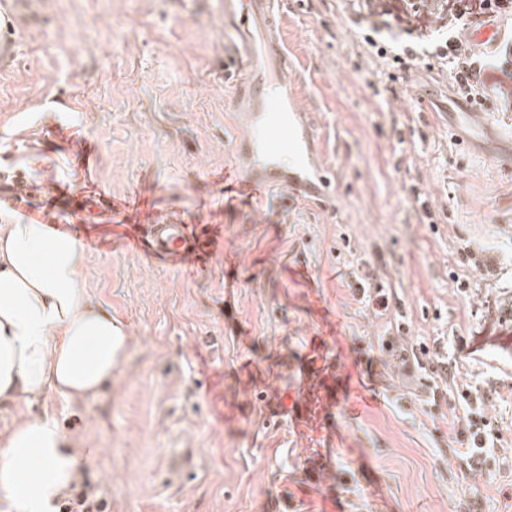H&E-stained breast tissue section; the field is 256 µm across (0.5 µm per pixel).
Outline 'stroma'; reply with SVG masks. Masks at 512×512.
I'll use <instances>...</instances> for the list:
<instances>
[{"instance_id": "35a3bbf8", "label": "stroma", "mask_w": 512, "mask_h": 512, "mask_svg": "<svg viewBox=\"0 0 512 512\" xmlns=\"http://www.w3.org/2000/svg\"><path fill=\"white\" fill-rule=\"evenodd\" d=\"M13 2L0 0V38L20 42L0 69V193L22 170L33 206L55 201L71 233L86 183L154 195L224 243L199 267L160 264L87 205L111 245L85 247L82 277L128 358L95 399L0 407V436L55 419L89 454L77 482L106 512H512V345L467 357L485 301L512 325V173L477 151L483 130L437 62L372 55L348 0H282L336 201L277 190L251 205L213 181L237 170L241 130L224 0H28L18 16ZM327 379L379 396L334 406L333 437L300 408ZM452 381L485 395L503 449L489 470L458 455ZM283 395L292 413H276ZM174 448L195 467L172 482Z\"/></svg>"}]
</instances>
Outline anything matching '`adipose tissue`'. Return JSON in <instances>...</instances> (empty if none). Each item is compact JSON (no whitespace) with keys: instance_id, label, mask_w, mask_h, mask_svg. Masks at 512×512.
<instances>
[{"instance_id":"ef3b65f1","label":"adipose tissue","mask_w":512,"mask_h":512,"mask_svg":"<svg viewBox=\"0 0 512 512\" xmlns=\"http://www.w3.org/2000/svg\"><path fill=\"white\" fill-rule=\"evenodd\" d=\"M68 232L0 210V404L97 397L125 356L120 322L81 281ZM81 458L50 418L18 422L0 442V493L18 512H54Z\"/></svg>"}]
</instances>
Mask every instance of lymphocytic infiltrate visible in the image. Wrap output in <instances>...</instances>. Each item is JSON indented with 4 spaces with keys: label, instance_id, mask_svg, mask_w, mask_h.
Segmentation results:
<instances>
[{
    "label": "lymphocytic infiltrate",
    "instance_id": "lymphocytic-infiltrate-1",
    "mask_svg": "<svg viewBox=\"0 0 512 512\" xmlns=\"http://www.w3.org/2000/svg\"><path fill=\"white\" fill-rule=\"evenodd\" d=\"M367 25L364 42L381 58L415 62L430 55L449 66L456 92L468 101L496 97L512 110V59L502 57L484 68L470 37L471 28L488 16L512 14V0H359ZM460 428L470 437L462 452L469 468L485 469L496 450L497 436L479 430L472 404H465Z\"/></svg>",
    "mask_w": 512,
    "mask_h": 512
}]
</instances>
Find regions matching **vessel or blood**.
<instances>
[{
	"instance_id": "b4317fda",
	"label": "vessel or blood",
	"mask_w": 512,
	"mask_h": 512,
	"mask_svg": "<svg viewBox=\"0 0 512 512\" xmlns=\"http://www.w3.org/2000/svg\"><path fill=\"white\" fill-rule=\"evenodd\" d=\"M281 11L280 0H224V24L236 36L230 61L235 106L244 123L232 143L241 162L239 185L258 202L281 189L292 199L327 205L334 199L335 175L316 164L315 128L288 87L290 62L276 33ZM486 128L497 138L488 159L511 170L512 126L491 121ZM128 237L135 248L160 260L198 252L200 246L186 224L154 211L131 226Z\"/></svg>"
}]
</instances>
